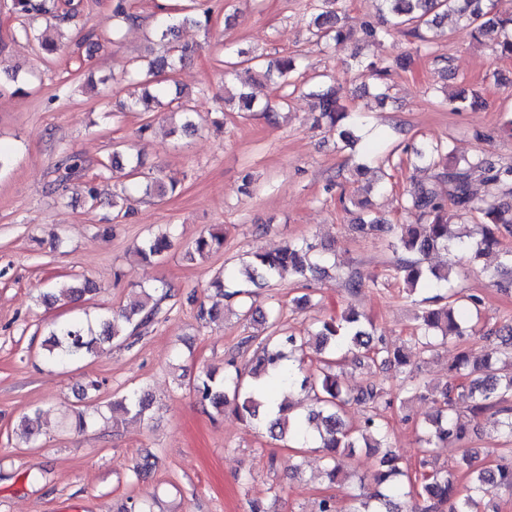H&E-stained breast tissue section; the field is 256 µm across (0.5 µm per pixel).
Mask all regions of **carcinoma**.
Instances as JSON below:
<instances>
[{"instance_id":"cac0c4a2","label":"carcinoma","mask_w":512,"mask_h":512,"mask_svg":"<svg viewBox=\"0 0 512 512\" xmlns=\"http://www.w3.org/2000/svg\"><path fill=\"white\" fill-rule=\"evenodd\" d=\"M381 22L364 27V40L379 42L398 33L410 35L421 42L429 41L428 32L441 27L445 17L456 20L471 29L473 36L489 44L498 58L512 59V9L498 7L497 0H372ZM339 0H318L309 20L312 36L317 39L333 37L346 39L350 33L344 29ZM12 12L20 19V32L25 37L35 35L37 24L45 19L58 30L70 23L76 15L73 0H12ZM210 23L209 11L185 12L173 7L170 15L157 23L152 36L164 47V53L154 57L146 66L134 65L127 71L132 85L143 87L141 94L131 97V107L139 112H152L167 93L159 84L162 73L172 74L177 67L195 52L193 44L180 43L179 30L185 25L206 27ZM355 67L375 82L376 97L389 99L388 80L393 68H406L402 60L395 66L380 67L365 63L359 53H354ZM296 64L293 57L285 55L268 65L261 56L246 60H227L224 75L237 80L246 88L254 83H266L277 92L296 87ZM310 96L319 108L320 120L336 135L344 146L361 140L364 126L362 116L350 111L344 104L340 86L316 84ZM174 112L181 114V133L197 130L196 113L189 101L176 91ZM239 109L252 112L256 108L270 111L269 104L261 105L256 97L246 91L239 93ZM406 164L414 171L430 173L427 181L411 179L401 193V212L405 217H417L415 224L399 225L400 234L392 242L399 253L393 264L394 278L409 293L431 286L444 291L426 298L428 305L416 313L411 328V342L419 354L424 355L448 341H461L466 336L464 317L466 308L479 310V300L452 288L457 262H474L495 254L498 268L503 270L505 287L512 288V249L502 246V239L512 235V205L503 201L512 196V164L499 167L487 163L475 154L461 162L450 161L453 148L448 142L422 141L403 148ZM85 170L84 162L76 154H69L57 168L54 183L63 184ZM481 172L487 182L501 189L497 199L476 198L471 192V176ZM147 196H163L169 186L163 178L151 177L141 185ZM369 189L357 187L347 201L360 210L359 232L379 235L393 230L392 225L367 212ZM170 247L166 233L149 235L141 239L137 253L145 261L161 257ZM224 250V232L219 225L202 233L187 246L184 257L206 258ZM444 251L457 260L443 266L426 264L436 252ZM326 257L307 240H290L281 248L255 252L238 265L216 274L209 287L227 299H237L241 316L266 325V335L261 338L248 370L240 369L237 360L227 362L221 377L211 370L201 371L187 383L201 403L215 415L224 412L232 403L238 417L258 425L269 438L286 441L296 450L319 448L325 459L324 473L329 484L336 483L344 473L347 461L356 456L358 448H373L377 455L372 472L373 483L379 487L374 494L360 501L361 512H401V500H415L413 512H485L482 507L484 486L496 484L512 490V461L497 463L473 470L470 485L460 488L454 469L436 467L430 461L434 449L455 443L462 449L457 465H471L474 456L469 444L470 433L459 420L461 410L476 419L492 410L500 416L498 448L501 457L512 458V320L505 319L482 329L483 339L491 346L483 362L471 359L463 351L450 366L451 380L442 387H434L417 379L410 357L402 348H392L378 334L369 321L349 312L340 317L331 316L318 321L306 336L284 335L276 330L278 313L256 314L248 306L251 288L267 284L287 275L304 282L325 271L322 263ZM98 291L88 279L72 283L39 296L42 304H68L77 302ZM136 299L130 306L120 308L94 319L56 321L43 341L44 360L49 366H65L97 356L114 347H130V339L141 334L162 313L161 303L170 297L164 286H137ZM224 318V312L201 303L196 310V320L203 326ZM315 348L317 374L302 375V363L309 348ZM352 362L366 368H383L387 365L404 374L405 390L411 396L425 399L434 405V413L417 425V443L421 454L415 474L399 466L400 456L390 444L389 423L385 411L392 400L386 398L384 388L368 379L357 394L343 385L338 369ZM289 392L299 390L309 401L306 413L292 414L291 403L282 400L271 407L273 389ZM100 385L90 381L81 388L82 398L89 400L85 408H77L68 419L74 430L81 432L106 417L121 414L131 420L152 419L153 398L143 390H133L102 404L97 402ZM365 409L363 423L355 428L346 426L343 416L352 405Z\"/></svg>"}]
</instances>
